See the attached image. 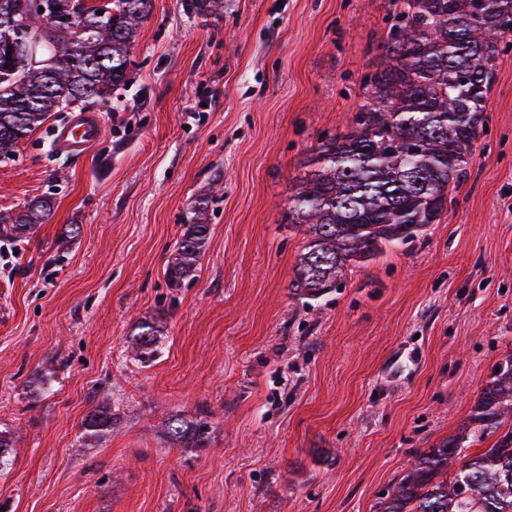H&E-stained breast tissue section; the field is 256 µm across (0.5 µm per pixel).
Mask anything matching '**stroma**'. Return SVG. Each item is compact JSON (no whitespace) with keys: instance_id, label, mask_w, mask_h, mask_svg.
Returning a JSON list of instances; mask_svg holds the SVG:
<instances>
[{"instance_id":"obj_1","label":"stroma","mask_w":512,"mask_h":512,"mask_svg":"<svg viewBox=\"0 0 512 512\" xmlns=\"http://www.w3.org/2000/svg\"><path fill=\"white\" fill-rule=\"evenodd\" d=\"M391 22L390 0H224L205 20L153 0L129 81L95 106L101 144L55 154L56 112L0 161V212L55 200L0 239V512H376L468 421L512 356V34L445 219L319 300L288 290L305 233L285 213ZM207 191L198 270L170 287ZM103 403L114 428L84 440ZM175 414L206 423V447L167 439Z\"/></svg>"}]
</instances>
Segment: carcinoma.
<instances>
[{
    "label": "carcinoma",
    "mask_w": 512,
    "mask_h": 512,
    "mask_svg": "<svg viewBox=\"0 0 512 512\" xmlns=\"http://www.w3.org/2000/svg\"><path fill=\"white\" fill-rule=\"evenodd\" d=\"M393 2L388 63L366 80L350 130L320 143L286 212L307 237L290 283L298 298L320 299L344 282L348 267L440 223L487 122L498 44L512 33V0ZM152 5L110 0L103 10L95 0H45L41 12L34 0H0V14L16 21L0 29V160L51 113L106 101L128 81L130 49ZM187 7L204 19L219 15L224 0H189ZM56 16L70 23L60 26ZM53 208L44 198L0 213V236L25 237ZM208 208L204 193L183 224L166 268L174 286L197 272ZM112 425L111 410L98 408L85 420V438ZM205 429L178 418L165 423L169 439L197 448ZM466 431L420 454L378 512H512V357L482 389ZM489 439L487 448L466 451Z\"/></svg>",
    "instance_id": "obj_1"
}]
</instances>
